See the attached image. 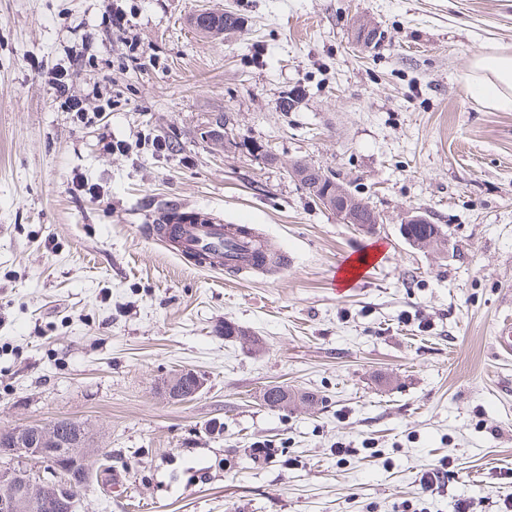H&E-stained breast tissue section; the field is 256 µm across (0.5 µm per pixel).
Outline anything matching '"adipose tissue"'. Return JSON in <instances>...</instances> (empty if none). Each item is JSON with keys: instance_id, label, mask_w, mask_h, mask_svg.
I'll return each mask as SVG.
<instances>
[{"instance_id": "1", "label": "adipose tissue", "mask_w": 512, "mask_h": 512, "mask_svg": "<svg viewBox=\"0 0 512 512\" xmlns=\"http://www.w3.org/2000/svg\"><path fill=\"white\" fill-rule=\"evenodd\" d=\"M470 90L494 108L512 111V54L476 56L471 64Z\"/></svg>"}]
</instances>
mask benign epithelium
I'll return each instance as SVG.
<instances>
[{
    "label": "benign epithelium",
    "instance_id": "7a95c632",
    "mask_svg": "<svg viewBox=\"0 0 512 512\" xmlns=\"http://www.w3.org/2000/svg\"><path fill=\"white\" fill-rule=\"evenodd\" d=\"M317 203L337 211L341 223H353L349 207L340 209L328 197ZM204 387L202 375L182 370L167 381L165 396L172 402H184ZM95 453L79 422L73 423L68 433L55 421L1 430L0 512H41L49 498L60 512H78V495L89 483L88 462ZM17 456L27 457L32 466L2 464V460Z\"/></svg>",
    "mask_w": 512,
    "mask_h": 512
}]
</instances>
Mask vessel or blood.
Returning <instances> with one entry per match:
<instances>
[{
	"label": "vessel or blood",
	"mask_w": 512,
	"mask_h": 512,
	"mask_svg": "<svg viewBox=\"0 0 512 512\" xmlns=\"http://www.w3.org/2000/svg\"><path fill=\"white\" fill-rule=\"evenodd\" d=\"M150 236L175 255L193 259L199 267L226 272L250 270L252 250L264 242L262 235L248 231L246 225L216 221L155 224Z\"/></svg>",
	"instance_id": "obj_1"
}]
</instances>
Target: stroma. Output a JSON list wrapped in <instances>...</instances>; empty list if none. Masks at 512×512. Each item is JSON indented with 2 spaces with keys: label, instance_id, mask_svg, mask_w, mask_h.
<instances>
[{
  "label": "stroma",
  "instance_id": "obj_1",
  "mask_svg": "<svg viewBox=\"0 0 512 512\" xmlns=\"http://www.w3.org/2000/svg\"><path fill=\"white\" fill-rule=\"evenodd\" d=\"M110 1L0 0V430L89 425L78 512H505L512 112L468 81L512 53V0H114L130 23L103 41ZM224 10L235 31L191 28ZM63 68L87 117L47 82ZM297 161L382 224L341 223ZM172 208L253 225L287 267L171 255L144 227ZM411 211L445 246L405 242ZM184 369L206 386L169 401ZM276 385L287 407L263 403ZM310 180H313V183L316 185V195L318 197L328 194L330 197H332L334 200H336V194L344 195V193L341 191V189H336V187L341 186L346 191L345 198L348 201H351V199H358L360 202H363L362 198H359L358 195H356L354 192L350 191L346 187L336 183V181L327 175L324 171L321 170V168L318 167L317 171H313L310 174ZM492 343L499 355L512 356V321L505 318L498 324L492 336ZM189 378L193 387L187 388L184 379ZM205 379L193 370H181L170 378L165 385V396L172 402H184L194 398L205 387Z\"/></svg>",
  "mask_w": 512,
  "mask_h": 512
}]
</instances>
